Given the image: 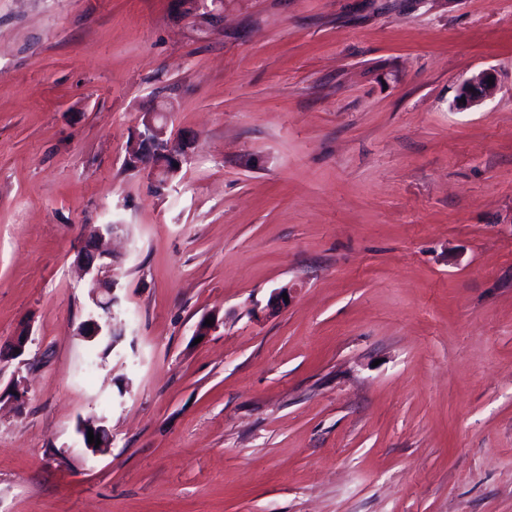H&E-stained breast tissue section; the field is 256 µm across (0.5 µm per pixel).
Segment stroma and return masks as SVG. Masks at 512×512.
<instances>
[{
  "instance_id": "1",
  "label": "stroma",
  "mask_w": 512,
  "mask_h": 512,
  "mask_svg": "<svg viewBox=\"0 0 512 512\" xmlns=\"http://www.w3.org/2000/svg\"><path fill=\"white\" fill-rule=\"evenodd\" d=\"M161 106L160 190L127 145ZM97 224L108 353L78 334ZM23 331L0 512H512V0H0V347ZM489 76L494 78V83L492 85H489ZM495 85L496 75L494 70L487 69L472 75L461 84L454 101V106L461 110L468 109L482 103L491 95ZM462 97H465V103H460V99H462ZM121 227L117 224H98L90 233L84 245L78 251L77 264L86 274H94L97 278L99 286L91 297L92 305L95 308V314H90L80 328L79 336L86 341L92 342L100 336H111L112 332V348L114 345L113 336H123L120 323L114 322V306L118 304V299L114 295L116 280L114 278L112 258L106 250L103 249V241ZM91 240L90 247L87 246ZM87 251H90L91 258L87 257ZM102 309L110 311L113 317L112 322H102L100 320ZM92 331V334H89ZM106 420L104 417L98 418L93 416L89 419V421L85 424H81L80 427V436L82 437L83 444L85 448L90 451L92 454H99L105 452L107 448H110L112 444V434L110 430L105 425ZM92 429L94 434V443L88 444V430ZM100 438L101 444L98 448H95V440Z\"/></svg>"
}]
</instances>
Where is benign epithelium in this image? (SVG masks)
<instances>
[{"mask_svg":"<svg viewBox=\"0 0 512 512\" xmlns=\"http://www.w3.org/2000/svg\"><path fill=\"white\" fill-rule=\"evenodd\" d=\"M495 76L492 69L480 71L466 79L460 86L454 106L468 109L482 103L495 88L488 82ZM465 102H460V99ZM164 111L148 112L143 118V129L134 136L128 146V160L143 167L156 183L163 185L180 171L179 165L186 159L184 147L173 145L166 139V122L161 120ZM121 228L119 224H98L88 236L91 245L82 246L78 251L77 264L86 274L94 275L99 283L91 297L95 312L90 314L80 328L79 335L92 342L101 336L123 335L121 324L102 322L101 310L114 311L118 299L114 295L116 280L114 278L112 258L103 249V241ZM93 430L94 438L101 440L100 445L88 443V430ZM80 436L85 448L93 454L107 450L112 444V434L106 426L105 418L93 416L80 425Z\"/></svg>","mask_w":512,"mask_h":512,"instance_id":"7a95c632","label":"benign epithelium"}]
</instances>
